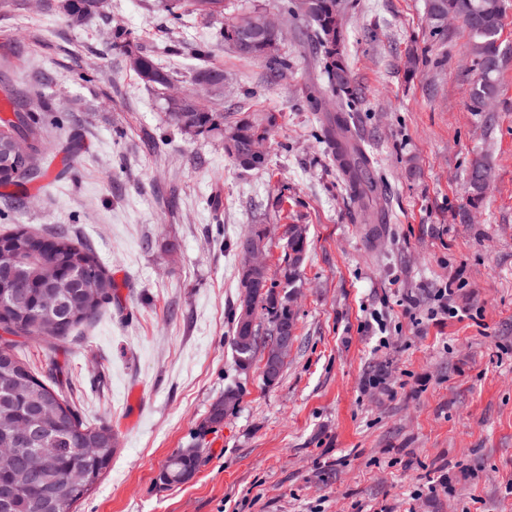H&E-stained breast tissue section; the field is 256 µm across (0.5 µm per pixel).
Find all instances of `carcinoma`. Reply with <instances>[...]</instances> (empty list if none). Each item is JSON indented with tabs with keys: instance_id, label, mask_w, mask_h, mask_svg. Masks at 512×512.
<instances>
[{
	"instance_id": "cac0c4a2",
	"label": "carcinoma",
	"mask_w": 512,
	"mask_h": 512,
	"mask_svg": "<svg viewBox=\"0 0 512 512\" xmlns=\"http://www.w3.org/2000/svg\"><path fill=\"white\" fill-rule=\"evenodd\" d=\"M484 0H427V15L434 36H444L448 19L460 20L468 30L472 50L481 79L473 93L481 105L497 92V74L500 68L498 35L500 13H487ZM107 0H65L63 9L74 23L82 24L99 15ZM166 17L174 23L187 15L203 19H220V36L224 43L246 59L259 60L277 73L288 69V56L282 53L283 31L267 23L266 10L255 8L242 20L241 14L231 10V0H159ZM283 13L306 23L314 36L313 57L319 64L324 81V93L340 101L334 112H325L322 99L309 98L310 108L323 113L320 118L323 143L344 180L349 198L366 224L378 223L371 210L376 184L371 180L372 160L364 145L352 130L350 113L363 101L364 91L350 75L344 56L345 34L341 19L342 0H283ZM250 35L252 47L239 49L245 35ZM115 45L126 49L132 69L153 87L167 88L172 75L159 67L153 57L131 49L130 34L124 30L115 33ZM197 82L209 90H218L224 84V73L215 69L198 72ZM10 111L0 113V134L27 142L37 152H45V127L50 121L43 107L38 113L25 109L8 99ZM164 110L170 122L184 135L215 133L224 145V154L245 170H262L268 164L266 147L277 118L268 114L258 120L250 116L224 122V114L212 111L191 94L165 98ZM486 168L477 163L470 172L473 197L482 194ZM288 226L285 243V266L279 283L271 277L266 288L254 287L255 279L246 271L242 245L263 241V225L255 224L235 243L238 258V294L254 289L250 319H244V306L237 301L234 311L231 348L237 369L248 372L257 353L267 347L265 337L273 336L277 325L296 324L292 308L294 288L300 270L308 257L307 236ZM0 265L12 268L11 276L0 279V330L12 336H30L42 341L46 360H51L57 342L76 327L93 320L112 302L115 284L99 264L92 250L64 233L35 234L25 228L0 235ZM68 280V288H55L58 306L48 312L38 306L42 293L52 286V280ZM267 316V332H261L260 317ZM243 336L258 339L250 350L239 347ZM0 448L15 449L17 465L9 472L0 473V512H75L74 505L91 491L112 461L115 438L107 425L84 423L76 406L69 402L51 382L36 374L23 360L15 346L0 342ZM46 418L42 432L23 447L16 442L19 430L35 416ZM34 459L42 464L39 476L27 477L24 465ZM199 450H178L166 462V484H181L189 472L197 470ZM83 472L86 480L72 486L66 476Z\"/></svg>"
}]
</instances>
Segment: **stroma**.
Segmentation results:
<instances>
[{
    "label": "stroma",
    "instance_id": "35a3bbf8",
    "mask_svg": "<svg viewBox=\"0 0 512 512\" xmlns=\"http://www.w3.org/2000/svg\"><path fill=\"white\" fill-rule=\"evenodd\" d=\"M282 22L287 71L239 57L215 20L172 26L158 0H108L78 25L63 0H0V90L49 105L38 168L72 176L0 191V234L62 231L91 247L117 299L59 341L18 353L57 375L84 421L116 438L77 512H512V0H503L498 90L475 109L479 71L461 22L432 37L425 0H343L345 57L366 93L352 126L373 164L377 228L361 223L309 110L311 31L279 0H235ZM194 89L224 73L207 104L278 116L261 171L237 168L215 134L185 138L114 33ZM206 47L198 59L197 47ZM489 168L473 199L474 162ZM269 232L279 278L289 225L306 229L296 335L281 379L237 371L235 240ZM451 286L457 317L434 294ZM236 413L198 430L230 385ZM199 449L189 483L159 474Z\"/></svg>",
    "mask_w": 512,
    "mask_h": 512
}]
</instances>
